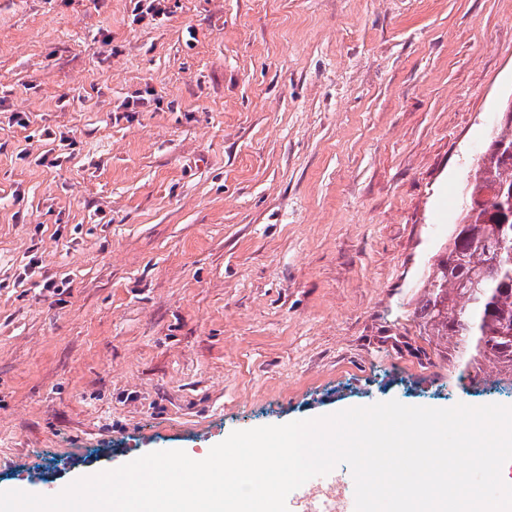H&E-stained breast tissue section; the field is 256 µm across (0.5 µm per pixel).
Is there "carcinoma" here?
Listing matches in <instances>:
<instances>
[{"label": "carcinoma", "instance_id": "carcinoma-1", "mask_svg": "<svg viewBox=\"0 0 512 512\" xmlns=\"http://www.w3.org/2000/svg\"><path fill=\"white\" fill-rule=\"evenodd\" d=\"M475 170L470 203L453 225L446 255L413 311L422 336L470 352L465 368L492 359L512 370V117L503 121Z\"/></svg>", "mask_w": 512, "mask_h": 512}]
</instances>
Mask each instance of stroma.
Masks as SVG:
<instances>
[{
    "mask_svg": "<svg viewBox=\"0 0 512 512\" xmlns=\"http://www.w3.org/2000/svg\"><path fill=\"white\" fill-rule=\"evenodd\" d=\"M135 5L0 0V491L512 406L412 315L512 98V0Z\"/></svg>",
    "mask_w": 512,
    "mask_h": 512,
    "instance_id": "1",
    "label": "stroma"
}]
</instances>
